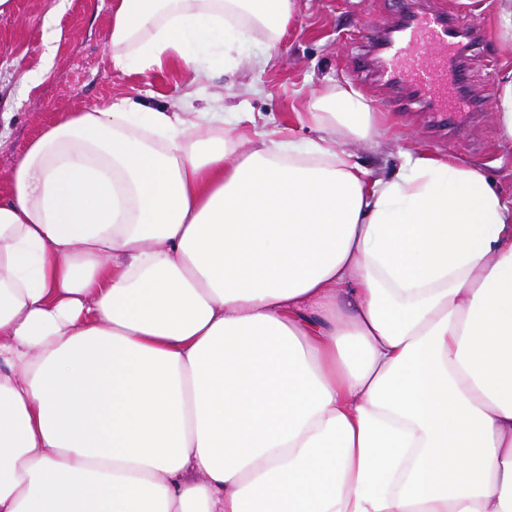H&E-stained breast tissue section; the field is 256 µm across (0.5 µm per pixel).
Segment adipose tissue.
<instances>
[{"instance_id":"adipose-tissue-1","label":"adipose tissue","mask_w":512,"mask_h":512,"mask_svg":"<svg viewBox=\"0 0 512 512\" xmlns=\"http://www.w3.org/2000/svg\"><path fill=\"white\" fill-rule=\"evenodd\" d=\"M296 0H114L111 60L199 74ZM72 112L0 194V512H512V196L373 172L224 108Z\"/></svg>"}]
</instances>
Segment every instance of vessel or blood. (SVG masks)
Instances as JSON below:
<instances>
[{"label":"vessel or blood","instance_id":"vessel-or-blood-1","mask_svg":"<svg viewBox=\"0 0 512 512\" xmlns=\"http://www.w3.org/2000/svg\"><path fill=\"white\" fill-rule=\"evenodd\" d=\"M396 27L377 34L366 19L358 28L366 38L378 39L380 55L373 59L377 79L389 95L387 111L413 107L448 117L460 110L461 90L468 76L457 57L459 36L472 30L461 13L438 9H399Z\"/></svg>","mask_w":512,"mask_h":512}]
</instances>
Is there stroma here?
<instances>
[{"mask_svg": "<svg viewBox=\"0 0 512 512\" xmlns=\"http://www.w3.org/2000/svg\"><path fill=\"white\" fill-rule=\"evenodd\" d=\"M113 0H12L0 14V193L13 164L28 144L64 113L101 109L133 98L166 109L183 102L185 118L194 122L209 99L221 98L228 109L224 132L245 129L273 132L292 124L298 137L316 136L299 125L311 90L343 85L357 92L371 111H378L382 89L363 85L352 68L369 47L356 25L358 15L370 23L395 16V0H298L295 18L276 51L262 36L244 41L236 65L210 70L207 77L166 66L122 72L111 62L110 17ZM459 4L484 29V41L473 44L465 63L474 91L500 90L512 70V50L505 48L493 24L495 0H432V7ZM251 116L238 121L239 113ZM458 134H435V120L424 112L390 113L382 121L379 146L351 143L363 166L395 173L402 152L422 148L441 156L478 164L496 187L512 195V144L501 140L494 110L479 122L460 113Z\"/></svg>", "mask_w": 512, "mask_h": 512, "instance_id": "obj_1", "label": "stroma"}]
</instances>
